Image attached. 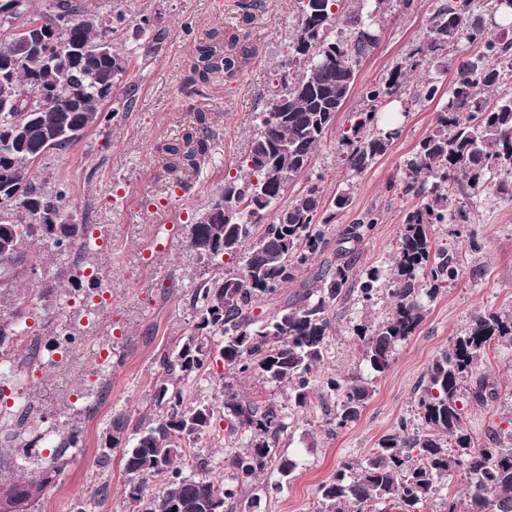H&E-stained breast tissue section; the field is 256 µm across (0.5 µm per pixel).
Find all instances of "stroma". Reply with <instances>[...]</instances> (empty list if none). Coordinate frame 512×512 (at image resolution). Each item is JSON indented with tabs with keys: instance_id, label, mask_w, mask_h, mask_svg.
Wrapping results in <instances>:
<instances>
[{
	"instance_id": "stroma-1",
	"label": "stroma",
	"mask_w": 512,
	"mask_h": 512,
	"mask_svg": "<svg viewBox=\"0 0 512 512\" xmlns=\"http://www.w3.org/2000/svg\"><path fill=\"white\" fill-rule=\"evenodd\" d=\"M445 2L410 0L388 14L379 45L358 68L357 89L338 113L337 128H346L351 114L362 108L361 88L405 62L429 18ZM238 3L122 0L124 50L135 48L136 30L146 17L165 38L145 64L132 65L113 93L117 99L131 94V107L89 131L76 147L50 154L43 163L53 179L66 183V207L81 223L107 226L110 242L105 249L83 256L86 265L99 269L108 305L95 324L72 318L79 340L68 360L49 371L30 372L26 392L46 427L81 432L79 447L64 450L67 465L46 492L41 512H72L78 500L87 512H128L121 451L105 450L107 430L115 414L134 420L145 410L161 372L160 358L190 333L195 322L191 296L208 267L186 249L187 226L223 184L225 169L245 153L256 114L265 110L288 68V41L298 21L295 0H257L248 21ZM215 30L227 37L239 36L254 47L255 54L233 79L218 76L200 84L192 71L196 46ZM437 110L436 103L429 102L398 115L400 135L357 179L351 206L328 232L326 260H335V239L343 227L372 211L379 222L351 260L359 270H389L402 217L416 199L389 191L387 184L429 133ZM199 112L207 116L212 149L195 168L171 170L160 148L180 138ZM465 203L480 247L471 250L462 225L433 227L435 248L453 252L459 275L437 282L436 296L424 302L422 324L396 348L384 373L366 371L354 329L360 323L384 320L390 311L387 300L369 306L346 300L336 309L335 331L320 372L363 373L372 393L357 420L335 428L330 423L335 399L316 396L306 407L297 408L288 402L287 385L257 376L239 380L238 390L245 399L284 407L290 429L280 448L299 461L288 481L278 482L273 473L259 478V485L270 488L261 497L259 512H314L319 484L342 462L362 459L400 421L418 427L416 403L427 368L439 351L464 334L472 313L512 314V198L490 187L467 197ZM55 271L51 260L43 259L36 275L19 284L20 294L36 299L38 307L53 315L58 312L59 295L53 287ZM102 341L110 353V365L104 369L97 368L94 357ZM473 377L487 379L495 387L493 399L467 404L462 417L464 430L481 446L512 416V346L491 344L474 367ZM78 391L89 398L102 396L97 414L70 404ZM104 452L110 461L103 466L98 459Z\"/></svg>"
}]
</instances>
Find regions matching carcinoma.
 <instances>
[{"instance_id":"1","label":"carcinoma","mask_w":512,"mask_h":512,"mask_svg":"<svg viewBox=\"0 0 512 512\" xmlns=\"http://www.w3.org/2000/svg\"><path fill=\"white\" fill-rule=\"evenodd\" d=\"M107 2L112 9L105 14L85 0H45L38 13L33 0H9L8 10L0 8V290L34 272V247L58 261L56 276L65 275L66 254L90 233V225L64 207L67 186L50 183L38 169L46 155L75 147L116 115L104 106L132 59L117 47L125 33L119 0ZM296 2L299 22L288 63L299 69L280 77L247 153L224 172V186L207 207L209 222L188 225L186 247L211 268L194 292L196 322L164 354L146 413L133 424L116 415L106 437L107 448L123 446L134 512H212L215 497L223 512H233L259 476L275 470L287 479L296 470L297 460L280 450L289 423L277 404L245 401L229 383L220 408L188 401L191 382L218 360L233 374L288 384L298 408L319 389L336 396L335 426L355 421L371 396L369 383L360 376L314 377L327 357L337 302L353 294L361 303L391 295L387 320L354 328L362 360L385 372L394 349L423 322V299L436 294L425 287V275L433 281L458 275L455 258L434 249L431 227L470 223L456 196L484 190L493 175L512 176V91L501 90L512 83V41L486 35L472 0H448L435 12L406 63L363 89L365 107L340 131L336 117L355 89L357 68L379 44L391 0ZM494 24L512 26V0H495ZM462 41L480 49L458 62L433 128L404 162L399 181L389 183L418 198L404 214L390 276L377 267L359 272L348 262L329 263L301 298L256 316L258 305L321 257L330 224L352 203L353 179L399 137L397 128H378V114L397 99L409 106L434 101L437 81L427 79L411 91L410 76L429 68L448 72V48ZM252 54L237 39L228 47L199 45L195 81L206 84L221 74L230 79ZM195 121L181 141L160 147L189 168L209 151L205 115L198 113ZM333 133L348 176L328 203L323 177H312V169L318 148ZM301 179L305 185L288 195ZM378 220L368 214L347 225L336 253L352 252L348 244L361 243ZM27 315L24 297L0 309V346L20 335ZM495 341L512 344V317L493 310L472 314L466 333L428 367L417 400L421 427L402 421L362 460L341 464L319 484L316 512H377L379 505L417 512L455 469L464 473L465 487L444 503V512H512V446L504 444L512 441V430L479 447L462 427L465 404L494 395L485 382L471 386L467 380ZM223 421L227 437L249 438L224 459V475L212 476L191 447ZM191 461L195 473L188 474ZM62 469L64 462L55 457L24 477H0V487L26 488L22 512H37L54 484L46 475L55 478Z\"/></svg>"}]
</instances>
